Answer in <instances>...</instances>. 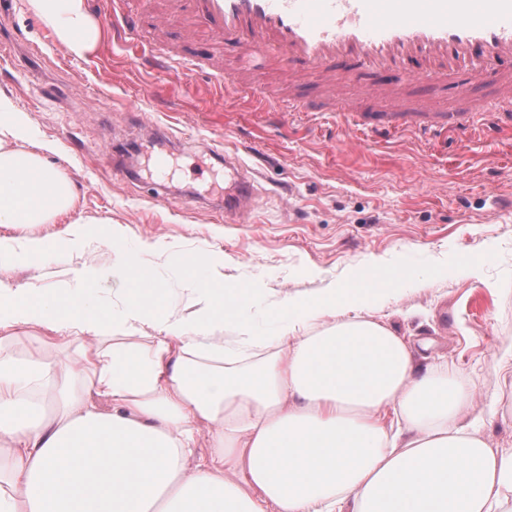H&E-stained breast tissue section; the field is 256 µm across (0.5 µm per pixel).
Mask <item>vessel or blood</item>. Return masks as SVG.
Here are the masks:
<instances>
[{
	"label": "vessel or blood",
	"instance_id": "obj_1",
	"mask_svg": "<svg viewBox=\"0 0 512 512\" xmlns=\"http://www.w3.org/2000/svg\"><path fill=\"white\" fill-rule=\"evenodd\" d=\"M137 0H104L113 21L135 25ZM168 14L204 40L183 55L166 40L153 50L176 73L194 74L210 62L212 47L236 56L243 79L215 70L218 86L269 112L312 115L336 112L352 133L387 135L406 128L466 133L470 115L485 113L491 132L512 130V0H163ZM277 58L299 81L335 86L369 76L371 108L335 97L311 101L291 91L275 96L259 79L268 57ZM418 80L451 88L452 101H406L402 85ZM493 87L483 100L470 82ZM252 168L224 155V220L241 223L257 206Z\"/></svg>",
	"mask_w": 512,
	"mask_h": 512
}]
</instances>
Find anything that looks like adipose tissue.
I'll use <instances>...</instances> for the list:
<instances>
[{"mask_svg":"<svg viewBox=\"0 0 512 512\" xmlns=\"http://www.w3.org/2000/svg\"><path fill=\"white\" fill-rule=\"evenodd\" d=\"M28 5L73 55L97 44L83 0ZM49 150L0 97V512H512V453L460 422L470 388L416 374L410 346L366 316L388 280L280 296L273 338L243 316L262 282L229 286L204 253L180 264L181 310L123 251L133 286L109 316L82 261L71 287L15 284L29 259H81L125 235L69 219L74 196ZM62 217L56 235L17 232ZM317 319L326 328L308 330ZM40 330L79 341L78 357L17 356L15 340Z\"/></svg>","mask_w":512,"mask_h":512,"instance_id":"ef3b65f1","label":"adipose tissue"}]
</instances>
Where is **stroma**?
<instances>
[{
    "label": "stroma",
    "instance_id": "obj_1",
    "mask_svg": "<svg viewBox=\"0 0 512 512\" xmlns=\"http://www.w3.org/2000/svg\"><path fill=\"white\" fill-rule=\"evenodd\" d=\"M84 8L103 36L77 57L27 0H10L0 15V93L51 144L48 159L75 198L71 217L126 230L119 249L87 256L100 270L96 302L112 309L127 294L116 251L156 264L171 304L180 300L178 260L206 252L228 282L263 279L265 293L244 316L270 336L279 295L400 272L371 316L410 343L417 372L458 374L474 394L464 424L489 448L512 452V132L352 146L336 114L304 120L250 108L219 93L206 70L187 82L160 76L129 56L100 0ZM225 149L258 173L259 207L245 224L215 222L208 204L224 175L213 153ZM158 154L171 159L166 172L150 166ZM117 162L125 174L113 173ZM155 239L168 245L170 262L143 251ZM475 253L479 282L464 263ZM76 264L57 251L16 268L15 279L62 288Z\"/></svg>",
    "mask_w": 512,
    "mask_h": 512
}]
</instances>
